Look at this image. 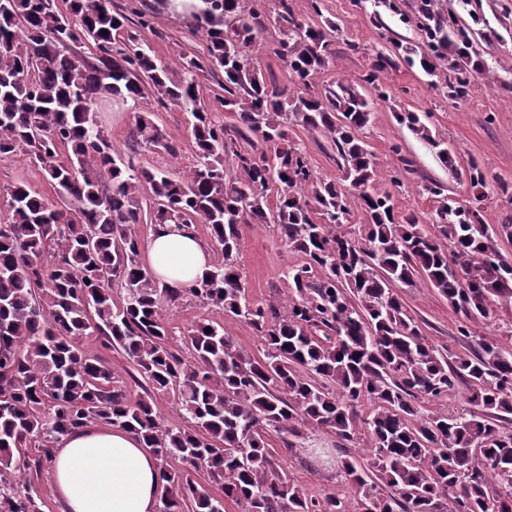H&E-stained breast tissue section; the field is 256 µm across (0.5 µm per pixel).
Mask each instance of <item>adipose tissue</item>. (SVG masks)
Returning a JSON list of instances; mask_svg holds the SVG:
<instances>
[{
  "instance_id": "1",
  "label": "adipose tissue",
  "mask_w": 512,
  "mask_h": 512,
  "mask_svg": "<svg viewBox=\"0 0 512 512\" xmlns=\"http://www.w3.org/2000/svg\"><path fill=\"white\" fill-rule=\"evenodd\" d=\"M143 258L161 280L189 287L208 267L210 251L195 232L160 224ZM51 481L63 512H156L159 462L130 432L91 423L62 438Z\"/></svg>"
}]
</instances>
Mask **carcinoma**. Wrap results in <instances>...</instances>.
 <instances>
[{
	"label": "carcinoma",
	"instance_id": "obj_1",
	"mask_svg": "<svg viewBox=\"0 0 512 512\" xmlns=\"http://www.w3.org/2000/svg\"><path fill=\"white\" fill-rule=\"evenodd\" d=\"M280 10L272 50L291 86L270 85L251 48L269 18L241 0H190L183 16L207 42V56L184 58L175 82L141 32L154 12L126 15L112 0H0V155L28 152L49 196L26 184L6 190L0 214V512H41L35 485L51 467L53 445L88 423L136 435L159 462L157 512H512V350L475 326L512 306V269L497 240L512 224L484 222L486 175L470 159L465 175L475 203L463 206L435 181L434 223L448 248L395 212L389 194L372 192L378 174L361 139L370 102L348 81L319 94L314 77L332 60L336 25ZM383 0L400 21L424 33L426 50L404 62L429 77L448 70L445 94L465 98L485 62L478 30L439 0ZM81 42L88 55L71 51ZM397 66L379 51L363 81L389 99L380 81ZM224 72L221 105L232 126L213 121L194 75ZM135 102L152 92L191 115L193 166L180 177L112 153L95 117L103 92ZM133 143L177 155L150 113L133 115ZM397 121L438 148L448 170L457 156L440 146L417 112ZM327 134L343 182L317 176L288 128ZM237 158L239 175L224 170ZM148 194L149 206L140 196ZM356 201L358 236L336 231ZM207 226L223 261L192 288L158 280L141 261L135 225ZM274 224L300 261L287 268L288 308L251 304L238 263L242 228ZM426 277L462 321L448 358L430 344L396 285ZM123 289L121 302L112 286ZM243 319L264 340L262 356L240 349L224 325L208 318L169 343L163 307L187 296ZM98 332L141 378L135 399L114 386L110 361L82 348ZM466 414L422 412L460 385ZM172 394L181 422L167 423L154 397ZM372 406L364 417L362 402ZM351 442L363 431L371 448L340 459L357 508L346 498L308 494L274 467L268 436L295 447L302 428ZM217 488L221 495L211 493Z\"/></svg>",
	"mask_w": 512,
	"mask_h": 512
}]
</instances>
